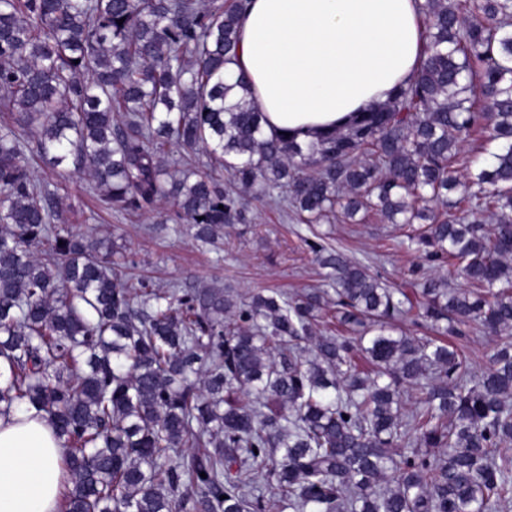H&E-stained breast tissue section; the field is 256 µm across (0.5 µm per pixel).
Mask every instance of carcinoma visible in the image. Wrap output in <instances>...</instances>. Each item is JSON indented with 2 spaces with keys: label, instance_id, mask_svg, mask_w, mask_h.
<instances>
[{
  "label": "carcinoma",
  "instance_id": "1",
  "mask_svg": "<svg viewBox=\"0 0 512 512\" xmlns=\"http://www.w3.org/2000/svg\"><path fill=\"white\" fill-rule=\"evenodd\" d=\"M245 5L0 0V415L54 427L60 512H509L512 0H421L415 77L307 142L266 132L233 70ZM32 156L88 176L106 211L168 203L205 244L254 202L361 213L450 270L410 295L312 241L340 327L318 336L321 288L129 280L111 243L61 227ZM415 309L434 337L399 327ZM473 323L500 340L478 376L444 341Z\"/></svg>",
  "mask_w": 512,
  "mask_h": 512
}]
</instances>
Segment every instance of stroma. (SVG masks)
<instances>
[{"mask_svg": "<svg viewBox=\"0 0 512 512\" xmlns=\"http://www.w3.org/2000/svg\"><path fill=\"white\" fill-rule=\"evenodd\" d=\"M36 173L59 185L64 227L111 239L116 259L130 262L136 278L186 288L229 287L243 296L267 288L294 293L322 282V271L305 244L316 233L368 265L371 273L406 289L420 263L415 254L394 248V239L403 234L399 226L373 219L363 224H300L276 207L257 206L252 223L225 228L218 242L209 245L196 241L186 225L162 222L170 211L167 203L149 214L110 215L99 209L86 176L43 166Z\"/></svg>", "mask_w": 512, "mask_h": 512, "instance_id": "stroma-1", "label": "stroma"}]
</instances>
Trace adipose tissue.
<instances>
[{
    "label": "adipose tissue",
    "instance_id": "ef3b65f1",
    "mask_svg": "<svg viewBox=\"0 0 512 512\" xmlns=\"http://www.w3.org/2000/svg\"><path fill=\"white\" fill-rule=\"evenodd\" d=\"M418 0H251L236 68L265 130L309 141L387 102L425 57ZM62 442L44 414L0 417V512H58Z\"/></svg>",
    "mask_w": 512,
    "mask_h": 512
}]
</instances>
